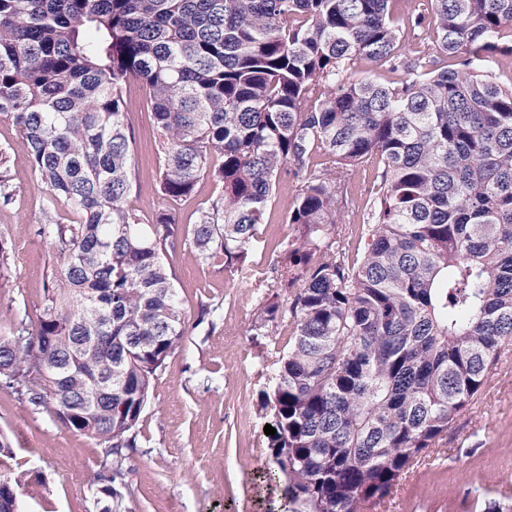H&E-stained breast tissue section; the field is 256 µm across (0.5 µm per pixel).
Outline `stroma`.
Segmentation results:
<instances>
[{"label":"stroma","mask_w":512,"mask_h":512,"mask_svg":"<svg viewBox=\"0 0 512 512\" xmlns=\"http://www.w3.org/2000/svg\"><path fill=\"white\" fill-rule=\"evenodd\" d=\"M134 141L137 187L126 204L142 223L169 214L183 228L218 190L202 177L193 196L165 198L155 191L159 133L142 84L124 89ZM0 146L12 159L11 203L0 204L13 262L0 291V321L15 312L36 317L44 294L48 247L37 233L46 207L68 219L62 201L49 202L31 170L25 142L11 122L0 120ZM379 170L353 169L352 203L342 223L360 232L363 206ZM297 182L284 172L249 263L224 271L197 261L190 247L164 258L182 302L186 335L154 376L125 449L127 490L121 512H281L282 486L257 477L268 460L264 432L272 418L262 408L274 389V363L288 349V325H262L266 301L286 302L279 288L280 256L291 230L286 222ZM0 434L12 448L0 470L25 472L30 485L25 512H99L96 475L105 446L61 425L42 408L0 389ZM512 506V357L490 373L479 404L461 410L439 447L429 449L381 508L362 512H483L485 503Z\"/></svg>","instance_id":"1"}]
</instances>
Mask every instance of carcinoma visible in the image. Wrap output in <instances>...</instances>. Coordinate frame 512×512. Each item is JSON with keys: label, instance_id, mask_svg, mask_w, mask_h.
<instances>
[{"label": "carcinoma", "instance_id": "obj_1", "mask_svg": "<svg viewBox=\"0 0 512 512\" xmlns=\"http://www.w3.org/2000/svg\"><path fill=\"white\" fill-rule=\"evenodd\" d=\"M392 0H0V119L22 134L37 182L77 220L46 210L50 288L34 324L0 333V384L24 387L58 422L77 410L107 445L100 484L126 481L151 380L186 321L163 253L244 264L282 169L311 155L288 210L279 287L293 326L277 361L276 433L258 478L291 512L381 504L512 346V0H427L431 28L399 52ZM363 62L407 79L355 77ZM149 91L160 136L158 192L221 190L185 232L143 224L123 87ZM220 159L213 167L210 160ZM383 167L362 215L361 258L338 227L351 168ZM0 147V199L11 200ZM12 250L0 236V288Z\"/></svg>", "mask_w": 512, "mask_h": 512}]
</instances>
